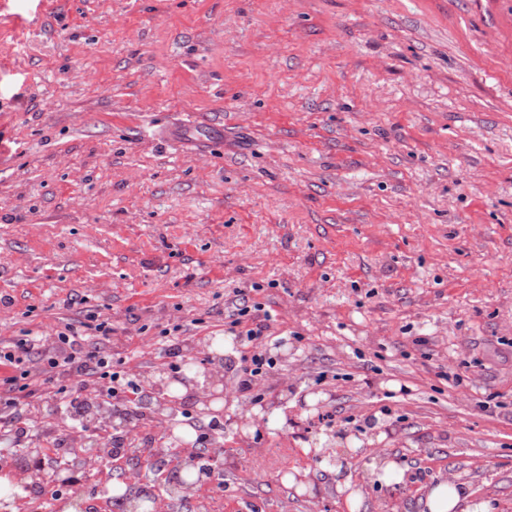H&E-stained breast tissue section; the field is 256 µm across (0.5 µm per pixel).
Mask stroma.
<instances>
[{"label": "stroma", "instance_id": "35a3bbf8", "mask_svg": "<svg viewBox=\"0 0 512 512\" xmlns=\"http://www.w3.org/2000/svg\"><path fill=\"white\" fill-rule=\"evenodd\" d=\"M67 327L143 395L124 458L87 474L97 512L171 499L176 459L149 451L174 435L212 471L178 512H348L336 486L378 448L404 480L361 512H424L455 477L512 512V0H0V346ZM256 349L273 366L244 393ZM192 372L223 413L189 391L140 418ZM109 385L31 406L33 446Z\"/></svg>", "mask_w": 512, "mask_h": 512}]
</instances>
